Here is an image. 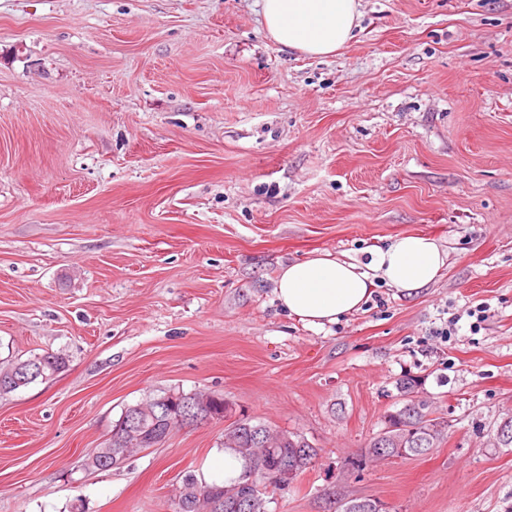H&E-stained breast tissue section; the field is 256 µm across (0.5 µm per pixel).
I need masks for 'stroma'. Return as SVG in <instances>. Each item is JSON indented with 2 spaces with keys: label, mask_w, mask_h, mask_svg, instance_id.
Here are the masks:
<instances>
[{
  "label": "stroma",
  "mask_w": 512,
  "mask_h": 512,
  "mask_svg": "<svg viewBox=\"0 0 512 512\" xmlns=\"http://www.w3.org/2000/svg\"><path fill=\"white\" fill-rule=\"evenodd\" d=\"M361 10L316 58L258 0H0V366L68 357L0 395V512H174L227 419L85 466L168 390L316 446L267 512H512V0ZM415 231L448 253L416 294L319 331L275 299L283 265ZM406 377L448 435L366 459Z\"/></svg>",
  "instance_id": "35a3bbf8"
}]
</instances>
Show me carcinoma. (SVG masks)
I'll list each match as a JSON object with an SVG mask.
<instances>
[{"label":"carcinoma","instance_id":"1","mask_svg":"<svg viewBox=\"0 0 512 512\" xmlns=\"http://www.w3.org/2000/svg\"><path fill=\"white\" fill-rule=\"evenodd\" d=\"M68 359L62 353L35 354L0 368V394L26 387L38 379L51 377L66 368ZM417 384L412 379L400 382L404 405L387 416L385 428L372 439L367 450L370 458H406L430 453L448 434V424L440 417H431L427 400L416 395ZM176 407L190 405L199 412V419H221L232 414V405L222 397L209 399L207 407H199L196 394L171 391ZM126 408L123 418L112 429L111 437L90 457L87 466L106 471L120 465L132 455L121 449L125 431ZM160 412L153 401L140 405L139 417L144 422L145 437L140 448H152L168 437L166 426L159 423ZM224 450L241 461V472L222 485L185 481L176 503V512H235L232 506L241 502L242 512H266L264 489L279 487L275 467L283 461L295 466L302 474L318 455V448L304 436L271 428L249 417H240L224 429Z\"/></svg>","mask_w":512,"mask_h":512}]
</instances>
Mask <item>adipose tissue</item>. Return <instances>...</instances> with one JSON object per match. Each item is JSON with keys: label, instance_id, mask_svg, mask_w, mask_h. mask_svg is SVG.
<instances>
[{"label": "adipose tissue", "instance_id": "adipose-tissue-1", "mask_svg": "<svg viewBox=\"0 0 512 512\" xmlns=\"http://www.w3.org/2000/svg\"><path fill=\"white\" fill-rule=\"evenodd\" d=\"M360 5V0H261V15L278 45L311 57H326L353 39ZM446 259L439 241L424 233L392 240L373 251L363 266L318 252L282 267L274 294L289 315L308 328L321 329L361 311L374 279L415 292L435 280Z\"/></svg>", "mask_w": 512, "mask_h": 512}]
</instances>
